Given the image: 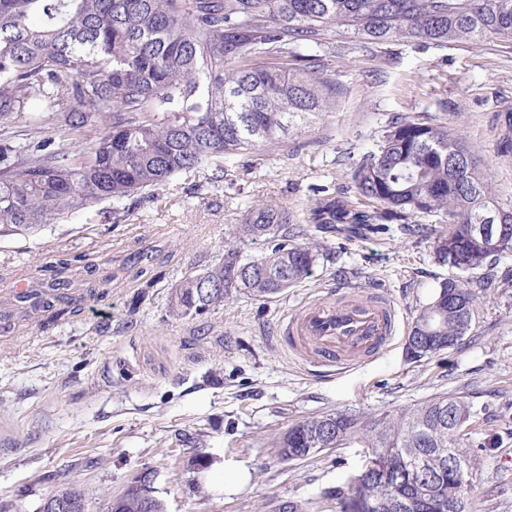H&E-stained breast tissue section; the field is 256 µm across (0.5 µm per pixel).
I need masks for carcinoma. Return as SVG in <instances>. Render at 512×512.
Masks as SVG:
<instances>
[{
  "label": "carcinoma",
  "instance_id": "carcinoma-1",
  "mask_svg": "<svg viewBox=\"0 0 512 512\" xmlns=\"http://www.w3.org/2000/svg\"><path fill=\"white\" fill-rule=\"evenodd\" d=\"M355 35L367 43L416 45L512 42V0H0V125L24 113L23 129L0 134V237L29 236L104 202L164 187L174 176L272 147H288L336 111L341 88L324 56ZM358 195L380 207L351 210L325 200L320 224L407 223L441 212L439 258L463 272L512 250V207L492 203L478 150L444 125L398 118L377 148L350 167ZM493 217L496 234L476 232ZM288 213L250 206L235 238L257 246L224 256L178 282L169 314L194 319L239 293L256 299L309 278L319 247L288 239ZM68 294L56 281L13 295L15 305L48 311ZM475 298L464 279L440 284L418 309L409 339L433 356L472 327ZM324 433L314 416L289 426L276 448H337L357 443L383 460L408 448L431 452L432 477L417 485L368 478L361 465L289 512H448V495L466 494L448 473V450L467 456L473 424L457 398L371 416L332 413ZM61 512H84L79 484L61 492ZM110 509L142 508L129 491Z\"/></svg>",
  "mask_w": 512,
  "mask_h": 512
}]
</instances>
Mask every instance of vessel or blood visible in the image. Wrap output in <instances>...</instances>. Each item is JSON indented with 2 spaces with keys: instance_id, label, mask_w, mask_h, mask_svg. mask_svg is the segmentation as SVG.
<instances>
[{
  "instance_id": "b4317fda",
  "label": "vessel or blood",
  "mask_w": 512,
  "mask_h": 512,
  "mask_svg": "<svg viewBox=\"0 0 512 512\" xmlns=\"http://www.w3.org/2000/svg\"><path fill=\"white\" fill-rule=\"evenodd\" d=\"M397 329L393 299L354 288L302 304L284 320L280 338L310 365L341 372L388 349Z\"/></svg>"
}]
</instances>
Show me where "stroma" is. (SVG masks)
<instances>
[{"label": "stroma", "instance_id": "1", "mask_svg": "<svg viewBox=\"0 0 512 512\" xmlns=\"http://www.w3.org/2000/svg\"><path fill=\"white\" fill-rule=\"evenodd\" d=\"M336 111L304 145L174 177L126 202L118 224L89 212L31 236L0 238V299L48 275L61 256L111 259L104 300L39 325L0 330V512H39L78 483L87 512L142 470L156 475L167 512H271L305 500L357 465L347 444L299 461L276 458L289 425L326 412L411 408L437 396L464 400L472 435L473 512H512V251L467 272L476 283L471 331L430 358L411 359L407 337L419 308L459 270L435 253L445 215L403 224H318L317 202L361 203L349 164L375 149L389 122L411 117L453 128L479 150L498 202H512V159L498 145L512 115V46L337 44ZM288 210L291 235L322 242L312 276L281 294H241L193 320L168 313L174 286L220 258L246 209ZM355 287L385 291L401 315L383 355L336 375L302 364L281 344L284 319L304 302ZM206 457L207 466L197 464Z\"/></svg>", "mask_w": 512, "mask_h": 512}]
</instances>
